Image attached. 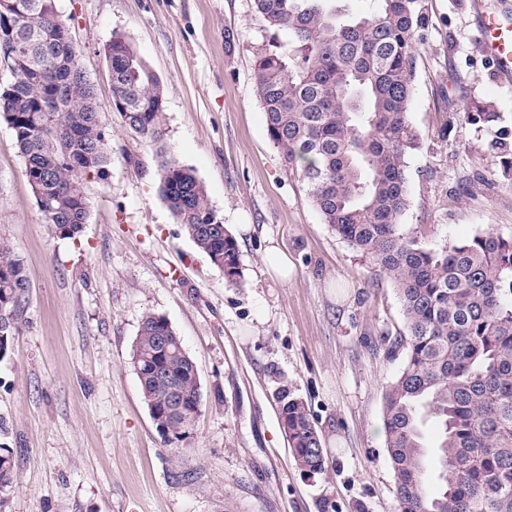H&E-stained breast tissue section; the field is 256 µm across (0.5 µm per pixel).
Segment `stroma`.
<instances>
[{"label": "stroma", "instance_id": "obj_1", "mask_svg": "<svg viewBox=\"0 0 512 512\" xmlns=\"http://www.w3.org/2000/svg\"><path fill=\"white\" fill-rule=\"evenodd\" d=\"M475 0H425L409 120L410 206L401 218L438 247L480 230L512 237V85L490 82ZM106 130L104 176L86 180L79 237L46 224L12 129L0 120V243L29 288L0 359V443L17 479L0 512H398L381 428L382 390L402 366L390 282L331 232L270 140L253 68L269 45L254 0H57ZM233 44H226V31ZM122 34L165 89L160 142L112 107L104 48ZM500 112L459 125L466 101ZM167 151L205 185L235 237L240 284L186 237L159 191ZM288 259V280L269 266ZM164 316L195 361L201 410L190 435L163 436L131 363L146 313ZM306 403L325 470L298 468L278 386Z\"/></svg>", "mask_w": 512, "mask_h": 512}]
</instances>
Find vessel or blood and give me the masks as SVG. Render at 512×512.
<instances>
[{
	"label": "vessel or blood",
	"mask_w": 512,
	"mask_h": 512,
	"mask_svg": "<svg viewBox=\"0 0 512 512\" xmlns=\"http://www.w3.org/2000/svg\"><path fill=\"white\" fill-rule=\"evenodd\" d=\"M475 10L479 20L482 52L494 70L496 82H512V20L485 7L477 0Z\"/></svg>",
	"instance_id": "1"
}]
</instances>
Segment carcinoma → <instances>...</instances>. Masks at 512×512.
Wrapping results in <instances>:
<instances>
[{"instance_id":"1","label":"carcinoma","mask_w":512,"mask_h":512,"mask_svg":"<svg viewBox=\"0 0 512 512\" xmlns=\"http://www.w3.org/2000/svg\"><path fill=\"white\" fill-rule=\"evenodd\" d=\"M338 0H254L267 27L288 33L257 56L256 92L267 131L286 170L305 186L323 223L366 256L393 286L403 329L392 346L404 354L385 385L381 421L399 512H512V238L490 230L429 248L405 230L407 157L418 147L409 113L426 25L422 0H373L352 17ZM20 23L38 34L25 64L0 92V119L14 132L25 175L45 222L75 238L88 217L85 179L109 161L94 87L77 70L80 50L62 36L56 0H17ZM65 89L69 112H44ZM112 98L123 126L160 140L161 80L124 36H112ZM469 125L501 120L488 104H466ZM160 193L182 230L230 283L241 279L236 239L224 231L205 185L160 151ZM28 277L0 244V349L18 331ZM161 315L140 323L132 358L141 392L188 436L198 415L194 361L185 349L157 360L155 339L172 335ZM179 390L182 408L169 407ZM288 445L299 467L322 472L321 436L306 403L287 386L275 391ZM441 429L427 462L422 424ZM16 477L0 445V492Z\"/></svg>"}]
</instances>
